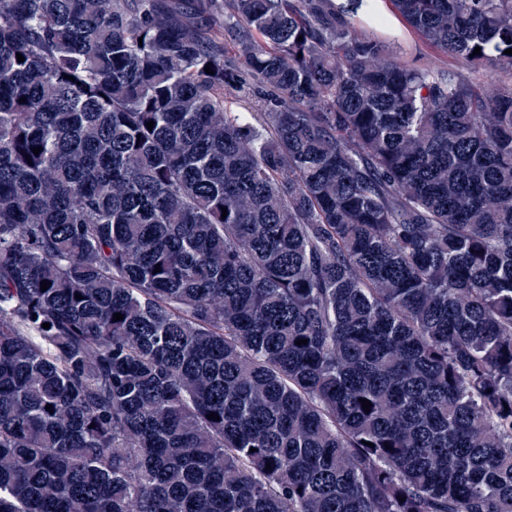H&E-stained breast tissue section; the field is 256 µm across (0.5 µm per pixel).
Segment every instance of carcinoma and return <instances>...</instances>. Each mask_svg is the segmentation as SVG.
<instances>
[{"mask_svg": "<svg viewBox=\"0 0 512 512\" xmlns=\"http://www.w3.org/2000/svg\"><path fill=\"white\" fill-rule=\"evenodd\" d=\"M509 48L512 0H0V512H512ZM409 44L413 46L417 44V50L416 52L414 51L411 55L404 56L403 59L408 62H415L417 64H432L447 68L449 66L457 69L464 76L475 79H483L489 75V73L486 71L473 72L462 61L448 59V57L433 50L421 41H417V39L413 36L407 35V37H405L404 41L402 42V45L406 47Z\"/></svg>", "mask_w": 512, "mask_h": 512, "instance_id": "1", "label": "carcinoma"}]
</instances>
